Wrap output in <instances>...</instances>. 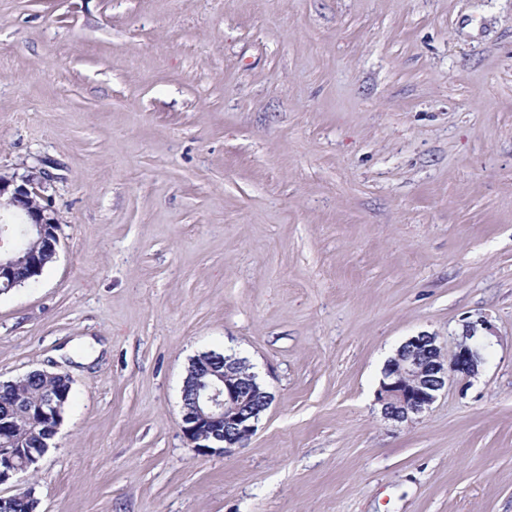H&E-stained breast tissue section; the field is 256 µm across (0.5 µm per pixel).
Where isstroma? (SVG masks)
Masks as SVG:
<instances>
[{
  "label": "stroma",
  "instance_id": "obj_1",
  "mask_svg": "<svg viewBox=\"0 0 512 512\" xmlns=\"http://www.w3.org/2000/svg\"><path fill=\"white\" fill-rule=\"evenodd\" d=\"M55 177L0 382L65 370L37 512H512V0H0V173ZM486 362L411 421L406 338ZM274 400L195 454L181 386ZM212 352L200 366L189 397L186 379L181 387V432L186 443L204 456L241 448L274 400L254 373L241 374V360L222 353L215 358Z\"/></svg>",
  "mask_w": 512,
  "mask_h": 512
}]
</instances>
